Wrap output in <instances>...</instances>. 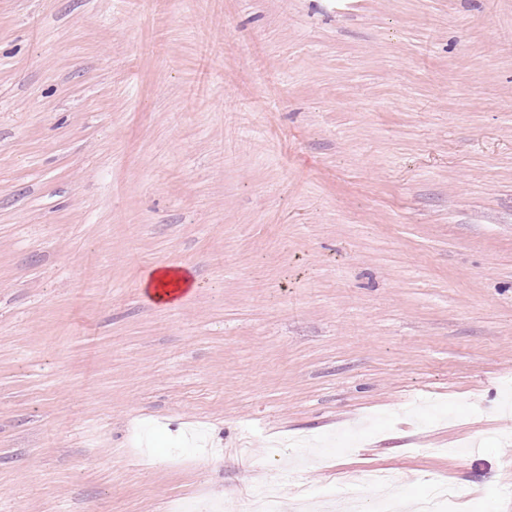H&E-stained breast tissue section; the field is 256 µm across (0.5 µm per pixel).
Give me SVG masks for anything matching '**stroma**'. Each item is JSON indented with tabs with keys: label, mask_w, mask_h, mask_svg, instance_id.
Returning a JSON list of instances; mask_svg holds the SVG:
<instances>
[{
	"label": "stroma",
	"mask_w": 512,
	"mask_h": 512,
	"mask_svg": "<svg viewBox=\"0 0 512 512\" xmlns=\"http://www.w3.org/2000/svg\"><path fill=\"white\" fill-rule=\"evenodd\" d=\"M353 472L512 512V0H0V512ZM197 286V280L191 268L156 267L144 281V293L148 299L159 306H173L191 294Z\"/></svg>",
	"instance_id": "stroma-1"
}]
</instances>
